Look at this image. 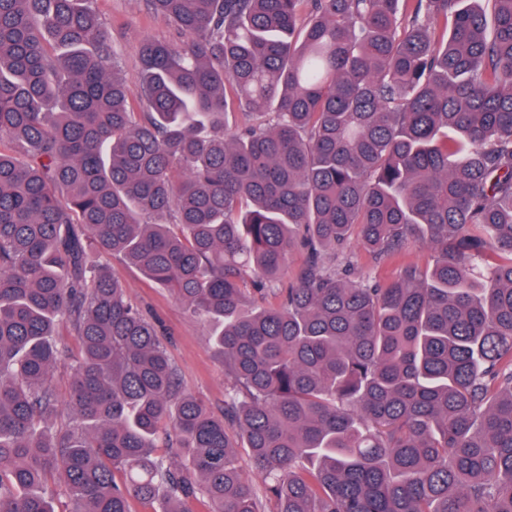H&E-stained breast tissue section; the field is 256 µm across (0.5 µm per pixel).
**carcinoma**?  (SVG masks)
Listing matches in <instances>:
<instances>
[{
	"label": "carcinoma",
	"instance_id": "obj_1",
	"mask_svg": "<svg viewBox=\"0 0 512 512\" xmlns=\"http://www.w3.org/2000/svg\"><path fill=\"white\" fill-rule=\"evenodd\" d=\"M93 2L0 0V512H512V0H145L133 98ZM93 248L209 325L222 412ZM350 260L356 275L367 274L373 278H387L395 271V264L393 262L387 261L375 264L367 254L358 249H353ZM55 334L57 341L68 347L71 356L69 365L58 369L52 378V386L55 388L59 396L64 399L74 375L75 363L73 361V357L77 353L78 343L75 337L70 335L68 325L64 321H61L57 325Z\"/></svg>",
	"mask_w": 512,
	"mask_h": 512
}]
</instances>
